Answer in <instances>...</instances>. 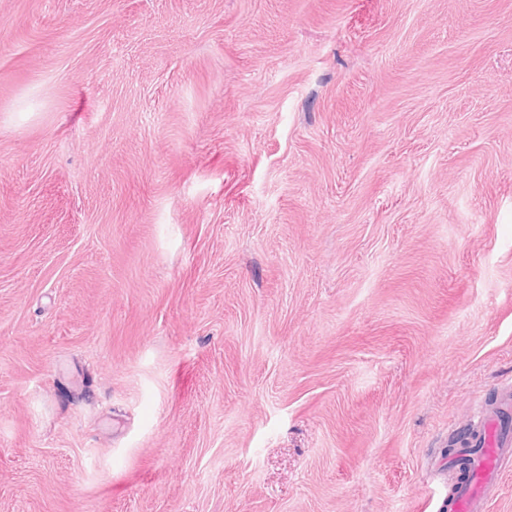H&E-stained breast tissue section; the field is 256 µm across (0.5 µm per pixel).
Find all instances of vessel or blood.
Instances as JSON below:
<instances>
[{
	"mask_svg": "<svg viewBox=\"0 0 512 512\" xmlns=\"http://www.w3.org/2000/svg\"><path fill=\"white\" fill-rule=\"evenodd\" d=\"M460 453L471 460L467 479L454 493L448 512H485L492 486L503 462L512 456V392L503 393L486 408Z\"/></svg>",
	"mask_w": 512,
	"mask_h": 512,
	"instance_id": "obj_1",
	"label": "vessel or blood"
}]
</instances>
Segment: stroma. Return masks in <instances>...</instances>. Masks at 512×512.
<instances>
[{
	"mask_svg": "<svg viewBox=\"0 0 512 512\" xmlns=\"http://www.w3.org/2000/svg\"><path fill=\"white\" fill-rule=\"evenodd\" d=\"M512 385V0H0V512H439Z\"/></svg>",
	"mask_w": 512,
	"mask_h": 512,
	"instance_id": "35a3bbf8",
	"label": "stroma"
}]
</instances>
